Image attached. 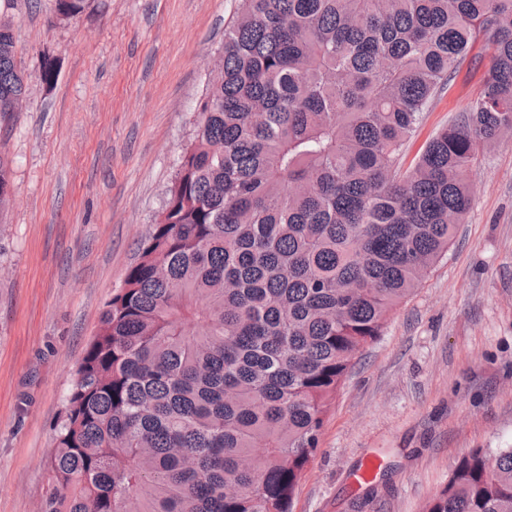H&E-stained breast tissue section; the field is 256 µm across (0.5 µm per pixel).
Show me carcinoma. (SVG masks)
I'll return each mask as SVG.
<instances>
[{"label":"carcinoma","mask_w":512,"mask_h":512,"mask_svg":"<svg viewBox=\"0 0 512 512\" xmlns=\"http://www.w3.org/2000/svg\"><path fill=\"white\" fill-rule=\"evenodd\" d=\"M24 95L0 20V101ZM198 112L79 363L42 512H290L353 359L466 222L477 151L512 137V0H240ZM12 193L0 154V209ZM425 512H512V448L464 454ZM484 68L477 71L464 66L458 73L453 87L431 103L422 124L404 148L403 167L408 168L426 142L443 127L448 126L479 95Z\"/></svg>","instance_id":"obj_1"}]
</instances>
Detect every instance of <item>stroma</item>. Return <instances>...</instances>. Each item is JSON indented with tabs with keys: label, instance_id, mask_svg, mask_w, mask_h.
<instances>
[{
	"label": "stroma",
	"instance_id": "35a3bbf8",
	"mask_svg": "<svg viewBox=\"0 0 512 512\" xmlns=\"http://www.w3.org/2000/svg\"><path fill=\"white\" fill-rule=\"evenodd\" d=\"M240 0H0L27 79L0 125L14 199L0 210V512H40L58 424L107 301L164 207ZM53 62V81L41 77ZM462 68L404 148L479 95ZM445 256L357 354L292 512H423L474 448H512V139L479 151ZM370 480L352 474L367 454Z\"/></svg>",
	"mask_w": 512,
	"mask_h": 512
}]
</instances>
